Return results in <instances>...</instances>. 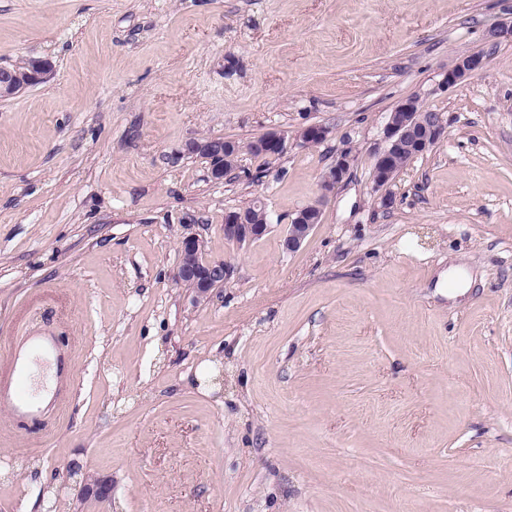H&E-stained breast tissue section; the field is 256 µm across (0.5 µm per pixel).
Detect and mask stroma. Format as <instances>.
Returning <instances> with one entry per match:
<instances>
[{"instance_id":"obj_1","label":"stroma","mask_w":512,"mask_h":512,"mask_svg":"<svg viewBox=\"0 0 512 512\" xmlns=\"http://www.w3.org/2000/svg\"><path fill=\"white\" fill-rule=\"evenodd\" d=\"M510 20L512 0H0V66H54L0 99V343L52 330L74 368L37 420L0 408V512H512ZM410 96L445 134L386 208L372 166ZM312 124L326 141L219 184L180 153ZM257 200L271 231L227 240ZM187 236L232 268L197 305ZM87 471L111 501L82 497ZM484 56L482 53H473L460 57L448 69L443 84L447 87L455 86L467 81L484 66ZM356 160L357 156L351 149H346L337 155L335 163L322 176L320 198L313 203L311 208L305 206L300 209L292 220V224H287L283 236V247L286 251L298 250L320 223L323 201L336 188V185L343 181Z\"/></svg>"}]
</instances>
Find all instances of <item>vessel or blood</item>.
I'll return each instance as SVG.
<instances>
[{
  "instance_id": "obj_1",
  "label": "vessel or blood",
  "mask_w": 512,
  "mask_h": 512,
  "mask_svg": "<svg viewBox=\"0 0 512 512\" xmlns=\"http://www.w3.org/2000/svg\"><path fill=\"white\" fill-rule=\"evenodd\" d=\"M7 364L0 368V405L25 417H37L41 409L37 396L30 389L31 361L35 358H53L56 364V380L48 391L49 399H58L66 389L71 370L56 339L50 331L34 328L22 343L5 347Z\"/></svg>"
}]
</instances>
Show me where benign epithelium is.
<instances>
[{
    "label": "benign epithelium",
    "mask_w": 512,
    "mask_h": 512,
    "mask_svg": "<svg viewBox=\"0 0 512 512\" xmlns=\"http://www.w3.org/2000/svg\"><path fill=\"white\" fill-rule=\"evenodd\" d=\"M484 66V56L473 53L460 57L448 69L443 84L448 87L467 81ZM51 72V63L46 59L31 61L28 85L43 82ZM445 133L441 114L429 112L421 100L407 97L398 102L389 112L384 127V147L377 154L371 172L374 189L389 186L396 176L394 161L397 156L410 153L415 157L432 150ZM330 129L323 125H308L295 132L293 139L302 146H313L324 141ZM288 148V136L278 130H270L255 140V149L261 153L283 154ZM184 153L199 155L210 160V178L216 183L224 181L226 166H236L239 157L229 139L194 138L184 145ZM357 160L352 150L346 149L336 157L335 163L322 176L321 195L312 206L303 207L296 213L292 223L286 226L283 247L288 252L298 250L306 238L321 221L322 204L336 185L343 181ZM270 230L268 224H257L245 209L230 210L224 215V236L228 240L244 245L262 238ZM203 242L198 237H186L178 246L176 280L186 288L191 302L198 304L208 299L215 289L224 285L231 275V268L223 262H205L201 259ZM82 495L97 502H107L112 497V478L85 474Z\"/></svg>",
    "instance_id": "benign-epithelium-1"
}]
</instances>
